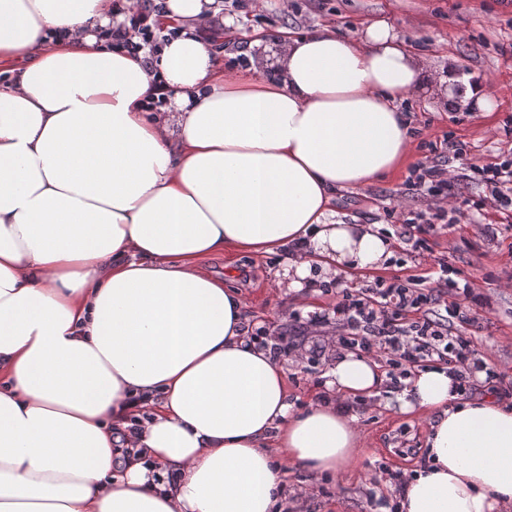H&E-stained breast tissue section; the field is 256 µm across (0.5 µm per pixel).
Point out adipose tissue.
<instances>
[{
	"label": "adipose tissue",
	"mask_w": 512,
	"mask_h": 512,
	"mask_svg": "<svg viewBox=\"0 0 512 512\" xmlns=\"http://www.w3.org/2000/svg\"><path fill=\"white\" fill-rule=\"evenodd\" d=\"M166 0L156 72L111 39L112 0H0V512H281L284 464L358 456L343 404L377 363L337 356V400L295 410L245 305L201 260L284 255L283 288L373 272L374 224L340 189L410 155L401 102L452 81L385 21L289 38L273 74L232 69ZM166 111L144 112L153 78ZM429 417L400 512H512V408L459 402L446 368L398 399Z\"/></svg>",
	"instance_id": "obj_1"
}]
</instances>
